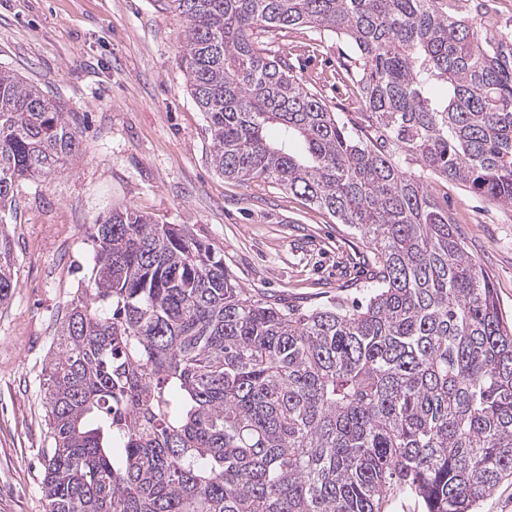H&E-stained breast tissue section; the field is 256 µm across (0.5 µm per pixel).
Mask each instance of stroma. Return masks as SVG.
<instances>
[{
  "label": "stroma",
  "mask_w": 512,
  "mask_h": 512,
  "mask_svg": "<svg viewBox=\"0 0 512 512\" xmlns=\"http://www.w3.org/2000/svg\"><path fill=\"white\" fill-rule=\"evenodd\" d=\"M184 21L161 0H0V70L75 113L82 151L45 182H24L0 209L18 284L0 304V512H45L44 368L67 305L84 286L85 225L115 205L185 224L224 256L241 287L285 306L347 304L372 282V254L347 225L271 183L211 168L205 115L177 64ZM292 73L335 112L360 106L342 78L355 53L310 27L266 32ZM512 320V205L429 179Z\"/></svg>",
  "instance_id": "obj_1"
}]
</instances>
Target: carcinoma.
<instances>
[{"label": "carcinoma", "instance_id": "obj_1", "mask_svg": "<svg viewBox=\"0 0 512 512\" xmlns=\"http://www.w3.org/2000/svg\"><path fill=\"white\" fill-rule=\"evenodd\" d=\"M210 165L356 231L365 304L283 307L182 224L114 208L45 374L46 512H477L512 479V322L425 175L512 205V29L490 0H165ZM343 36L364 106L300 83L270 29ZM76 118L0 71V207L81 152ZM17 286L0 227V303Z\"/></svg>", "mask_w": 512, "mask_h": 512}]
</instances>
